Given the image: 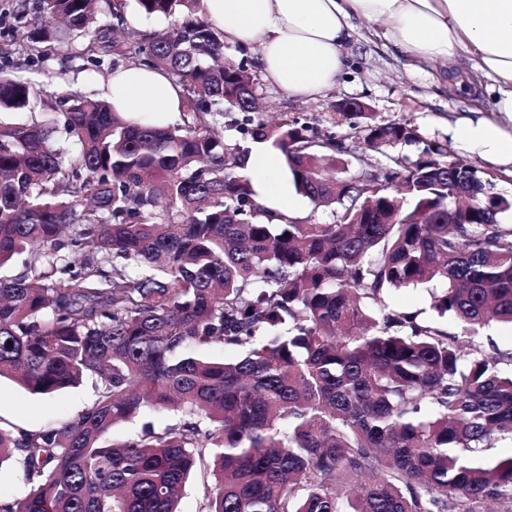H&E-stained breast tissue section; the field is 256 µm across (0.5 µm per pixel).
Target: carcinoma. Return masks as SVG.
I'll use <instances>...</instances> for the list:
<instances>
[{
  "mask_svg": "<svg viewBox=\"0 0 512 512\" xmlns=\"http://www.w3.org/2000/svg\"><path fill=\"white\" fill-rule=\"evenodd\" d=\"M199 0H136L147 17L187 14L132 34L122 0H37L18 53L64 45L162 70L181 86V122H132L105 99L44 101L0 70V378L50 396L85 380L96 399L58 427L0 429L28 494L0 512H178L196 473L202 512H512V350L479 341L512 326V201L496 176L448 158L405 123H354L364 149L414 144L410 164L375 166L333 133L279 114L243 138L213 126L224 105L258 112L246 61L196 18ZM107 15L113 23L98 24ZM283 153L295 189L328 221L279 216L244 172L249 144ZM359 163L341 177L339 155ZM430 285L458 331L387 303ZM222 344L234 359H210ZM151 405L179 414L115 443V424Z\"/></svg>",
  "mask_w": 512,
  "mask_h": 512,
  "instance_id": "obj_1",
  "label": "carcinoma"
}]
</instances>
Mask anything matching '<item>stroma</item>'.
Listing matches in <instances>:
<instances>
[{"instance_id": "stroma-1", "label": "stroma", "mask_w": 512, "mask_h": 512, "mask_svg": "<svg viewBox=\"0 0 512 512\" xmlns=\"http://www.w3.org/2000/svg\"><path fill=\"white\" fill-rule=\"evenodd\" d=\"M34 0H0V69L35 83L44 96H57L73 89L92 95L101 76L94 66L69 58L58 49L49 59H29L14 52L17 10L32 8ZM380 23L354 20L350 41L345 47L347 66L336 86L314 101L288 96L266 80H257V98L268 116L285 112L301 118L313 131L340 135L350 131L349 117L341 110L345 101H357L380 123L405 122L426 140L447 145L451 157H465L481 169L489 162L481 155L462 153L450 129L470 110L486 109L478 94H457L448 89V66L441 62L415 59L401 53L384 35ZM92 382L64 389L53 396L30 393L12 379L0 380V428L33 431L59 425L75 418L94 401Z\"/></svg>"}]
</instances>
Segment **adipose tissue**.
<instances>
[{
    "label": "adipose tissue",
    "instance_id": "adipose-tissue-1",
    "mask_svg": "<svg viewBox=\"0 0 512 512\" xmlns=\"http://www.w3.org/2000/svg\"><path fill=\"white\" fill-rule=\"evenodd\" d=\"M226 42L257 48L264 77L289 96L315 99L331 89L346 65L343 48L352 19L380 22L404 52L447 63L448 85L463 89L487 80L494 118L467 117L452 133L459 147L512 168V0H201ZM466 55L469 70L455 67ZM115 111L138 119L171 118L182 110V92L162 72L116 69L97 87ZM259 201L281 215L302 214L303 197L288 181L280 150L252 145L245 161Z\"/></svg>",
    "mask_w": 512,
    "mask_h": 512
}]
</instances>
